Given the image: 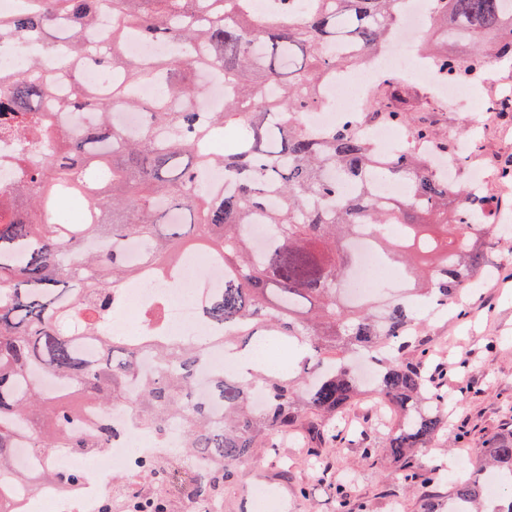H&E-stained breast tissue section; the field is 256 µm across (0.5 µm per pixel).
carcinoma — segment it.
Masks as SVG:
<instances>
[{
    "mask_svg": "<svg viewBox=\"0 0 512 512\" xmlns=\"http://www.w3.org/2000/svg\"><path fill=\"white\" fill-rule=\"evenodd\" d=\"M197 0H38L31 10L0 17V35L54 42L62 30L74 52L120 84L97 96L80 80L50 112L53 61H35L19 75L0 72V133L47 137L55 148L36 166L20 160L18 182L0 188V471L15 448L34 449L35 469L15 480L35 490L30 476L49 474L55 449L107 448L122 435L115 424L85 427L81 395L103 407L127 406L159 436L177 431L176 456L211 461L192 494L207 498L231 472L253 462L274 440L305 429L320 446L333 441L323 420L339 418L368 392L399 414L379 448L361 449L371 465L400 461L404 482L417 481L414 458L444 430L448 391L427 376L431 312L448 309L473 289L485 268L478 240L490 235L491 200L463 181L448 185L414 151L386 158L358 140L354 125L321 132L299 115L321 103L322 85L351 66H368L389 45L404 0H279L262 17L242 11L244 0H215L223 16L210 24L177 25ZM436 40L467 50L426 49L427 64L446 81H463L495 63L512 62V0H431ZM117 16L121 30L147 41L202 44L195 57L145 65L85 33L96 12ZM221 70L234 94L210 112L198 72ZM156 85L149 101L136 96ZM390 93L381 118L413 129L440 156L456 143L425 123L410 122L400 81L384 74ZM142 113L138 139L111 125V113ZM92 110L96 125L64 128L56 114ZM238 130L231 151L210 156L200 143ZM112 140V152L99 145ZM211 164L231 182L219 192L199 179ZM401 182L402 196L381 186ZM82 202L91 224H56L64 206ZM264 230L261 244L248 233ZM366 238L403 281L353 299L345 286ZM141 243L129 262V241ZM187 259L224 266L222 287L198 300L210 335L163 336L157 330L124 336L110 332L131 280L155 274L177 282ZM268 342L296 344L301 361L288 373L265 368L244 374L214 371L208 388L223 406L193 396L213 344L238 354ZM53 376L70 389L39 388ZM51 407V429L37 427L35 411ZM475 477L459 480L448 498L462 512H486L481 471L512 476V434L496 435L482 450Z\"/></svg>",
    "mask_w": 512,
    "mask_h": 512,
    "instance_id": "obj_1",
    "label": "carcinoma"
}]
</instances>
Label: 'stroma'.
<instances>
[{"instance_id": "35a3bbf8", "label": "stroma", "mask_w": 512, "mask_h": 512, "mask_svg": "<svg viewBox=\"0 0 512 512\" xmlns=\"http://www.w3.org/2000/svg\"><path fill=\"white\" fill-rule=\"evenodd\" d=\"M512 77V65L500 64L471 99L435 111L436 90L405 83L412 118L425 119L441 135L468 130L478 142L472 165L491 174L488 193L512 201V180H502L499 168L512 157V112L490 109L493 87ZM488 276L471 291L464 318L441 317L427 329L433 365L445 368L443 384L453 397L456 412L449 432L450 448H426V467L444 469L455 457L475 459L486 440L512 429V234L496 235L482 243ZM347 415L371 447H378L395 416L379 400L352 403ZM325 465L313 468L307 440L283 438L277 450L242 467L224 483V512H255L250 490L264 486L269 493L267 512H341L337 487H345L364 512H418L428 498L440 512L448 510V479L407 489L399 463L359 464L357 440L348 438L323 449Z\"/></svg>"}]
</instances>
